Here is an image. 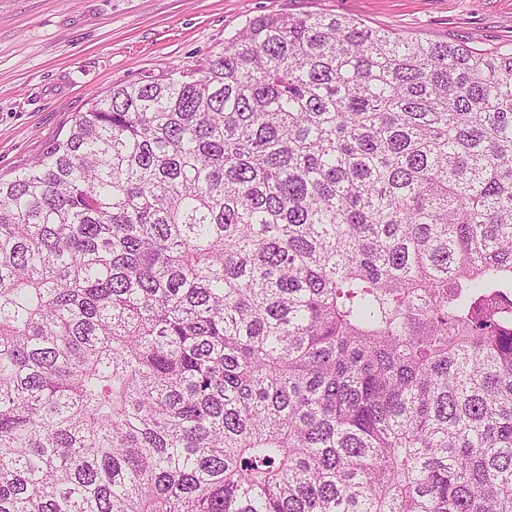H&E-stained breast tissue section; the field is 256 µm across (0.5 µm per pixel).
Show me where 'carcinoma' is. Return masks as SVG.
Masks as SVG:
<instances>
[{
	"label": "carcinoma",
	"mask_w": 512,
	"mask_h": 512,
	"mask_svg": "<svg viewBox=\"0 0 512 512\" xmlns=\"http://www.w3.org/2000/svg\"><path fill=\"white\" fill-rule=\"evenodd\" d=\"M0 512H512V43L260 14L0 178Z\"/></svg>",
	"instance_id": "1"
}]
</instances>
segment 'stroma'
<instances>
[{
  "label": "stroma",
  "instance_id": "1",
  "mask_svg": "<svg viewBox=\"0 0 512 512\" xmlns=\"http://www.w3.org/2000/svg\"><path fill=\"white\" fill-rule=\"evenodd\" d=\"M323 11L451 44L512 41V0H0V177L118 84L196 68L247 20Z\"/></svg>",
  "mask_w": 512,
  "mask_h": 512
}]
</instances>
